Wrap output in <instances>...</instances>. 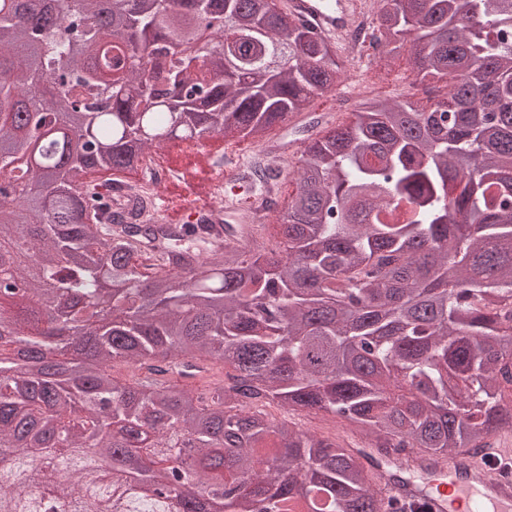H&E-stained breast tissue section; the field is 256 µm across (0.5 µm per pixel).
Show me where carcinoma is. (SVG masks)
<instances>
[{
	"label": "carcinoma",
	"instance_id": "carcinoma-1",
	"mask_svg": "<svg viewBox=\"0 0 512 512\" xmlns=\"http://www.w3.org/2000/svg\"><path fill=\"white\" fill-rule=\"evenodd\" d=\"M512 0H390L381 66L406 36L422 104L374 98L305 142L278 225L189 234L112 209L99 170H129L166 138L256 144L347 77L335 44L266 0H17L0 13V167L46 127L48 181L0 185L18 218L0 239L39 256L38 284L0 303V512H31L48 476L75 512H119L141 483L224 497V512H390L371 466L431 479L451 454L512 432ZM47 284L57 311L35 298ZM22 342L54 363L15 371ZM223 367L211 401L163 381ZM155 375L129 383L116 364ZM338 418L365 443L276 420ZM188 437L193 469L158 448ZM93 442L97 455L84 453ZM38 450L43 467L29 466ZM25 480L18 483L15 473Z\"/></svg>",
	"mask_w": 512,
	"mask_h": 512
}]
</instances>
